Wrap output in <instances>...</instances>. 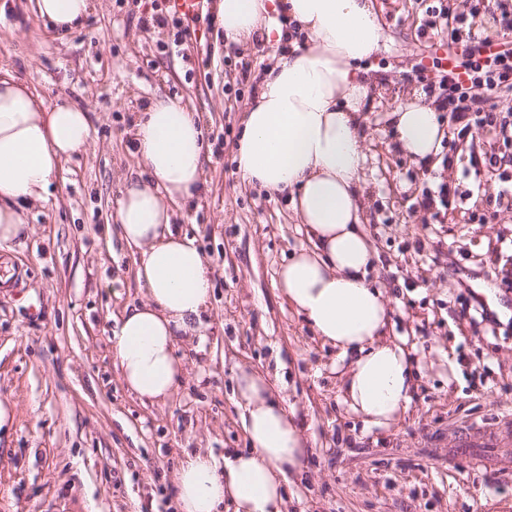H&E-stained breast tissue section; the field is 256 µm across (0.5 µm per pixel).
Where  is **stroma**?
<instances>
[{
	"instance_id": "1",
	"label": "stroma",
	"mask_w": 512,
	"mask_h": 512,
	"mask_svg": "<svg viewBox=\"0 0 512 512\" xmlns=\"http://www.w3.org/2000/svg\"><path fill=\"white\" fill-rule=\"evenodd\" d=\"M385 47L366 63L372 83L362 129L369 199L364 230L379 261L369 281L392 307L394 333L421 368L408 413L369 429L343 404L347 360L283 301L277 272L307 245L290 193L242 179L240 113L281 48L241 49L218 23L176 41L139 19L151 0H93L62 34L35 0H7L0 68L46 101L87 109L91 141L29 218L28 237L0 246V512H174L183 449H247L233 400L238 369L278 370L282 393L313 436L286 484L288 512H512V209H494L469 173L472 129L440 171L396 150L390 114L435 78L439 38L425 20L437 0H375ZM181 101L204 129L198 196L177 204L178 229L213 269L211 327L179 343L187 375L167 403H140L118 379L107 338L143 301L139 254L118 237L124 176L140 167L129 138L155 97ZM446 181L457 207L421 205ZM486 215V223L471 215Z\"/></svg>"
}]
</instances>
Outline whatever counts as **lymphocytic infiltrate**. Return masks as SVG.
I'll return each mask as SVG.
<instances>
[{"label":"lymphocytic infiltrate","mask_w":512,"mask_h":512,"mask_svg":"<svg viewBox=\"0 0 512 512\" xmlns=\"http://www.w3.org/2000/svg\"><path fill=\"white\" fill-rule=\"evenodd\" d=\"M494 22L497 38L473 33L465 15L440 6L427 22L445 38L456 57L454 69L439 80L440 110L448 114L454 138L464 140L478 127L512 144V121L502 117L499 104L512 99V8L499 0Z\"/></svg>","instance_id":"1"}]
</instances>
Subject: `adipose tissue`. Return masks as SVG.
Returning <instances> with one entry per match:
<instances>
[{
	"mask_svg": "<svg viewBox=\"0 0 512 512\" xmlns=\"http://www.w3.org/2000/svg\"><path fill=\"white\" fill-rule=\"evenodd\" d=\"M91 0H36L60 32L80 27ZM226 42L275 43L284 51L242 113L236 148L244 180L293 191L308 237L280 267L276 286L323 344L350 363L340 392L365 426L389 428L412 400L417 369L390 333L388 302L368 282L377 253L363 227L366 155L360 130L370 81L359 64L385 45L375 0H217ZM306 46H288L294 31ZM394 142L417 165L439 167L444 130L436 103L412 92L391 114ZM130 133L141 175L127 178L115 221L140 255L142 304L127 308L110 335L123 384L141 402L169 401L185 375L180 342L205 337L212 274L194 241L173 228L174 204L204 182L205 140L197 116L178 101L153 100ZM91 136L88 114L67 100L49 104L11 75L0 76V244L27 233L28 215L48 199L64 162ZM236 400L247 451L186 450L175 473L177 512H288L285 481L310 439L268 376L241 372Z\"/></svg>",
	"mask_w": 512,
	"mask_h": 512,
	"instance_id": "ef3b65f1",
	"label": "adipose tissue"
}]
</instances>
